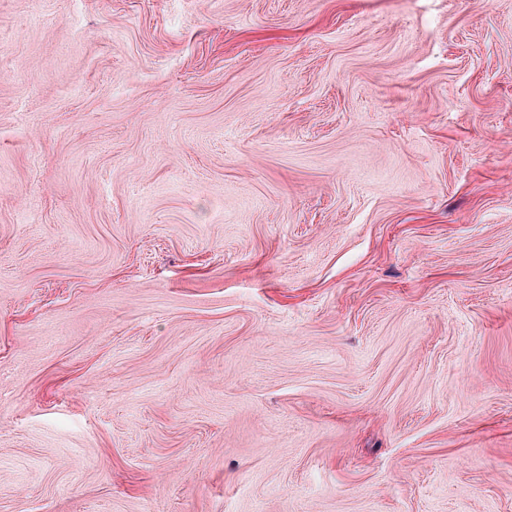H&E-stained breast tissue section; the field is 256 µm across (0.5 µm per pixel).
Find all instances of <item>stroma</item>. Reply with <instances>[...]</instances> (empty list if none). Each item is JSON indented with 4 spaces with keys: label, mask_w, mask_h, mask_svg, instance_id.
I'll list each match as a JSON object with an SVG mask.
<instances>
[{
    "label": "stroma",
    "mask_w": 512,
    "mask_h": 512,
    "mask_svg": "<svg viewBox=\"0 0 512 512\" xmlns=\"http://www.w3.org/2000/svg\"><path fill=\"white\" fill-rule=\"evenodd\" d=\"M0 512H512V0H0Z\"/></svg>",
    "instance_id": "35a3bbf8"
}]
</instances>
